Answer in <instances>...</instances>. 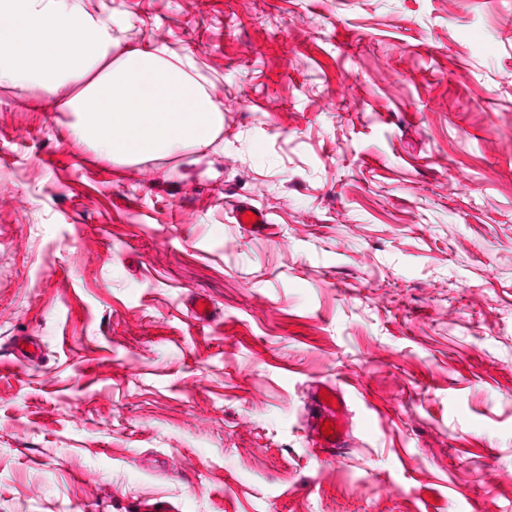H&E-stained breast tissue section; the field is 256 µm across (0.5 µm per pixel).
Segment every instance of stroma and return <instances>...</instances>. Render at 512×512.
<instances>
[{
    "label": "stroma",
    "mask_w": 512,
    "mask_h": 512,
    "mask_svg": "<svg viewBox=\"0 0 512 512\" xmlns=\"http://www.w3.org/2000/svg\"><path fill=\"white\" fill-rule=\"evenodd\" d=\"M77 3L224 133L115 165L0 85V512H512V0ZM329 396V400H325ZM335 400V403H330ZM311 428H312V448L328 459H336L340 456L341 448L344 447L346 435L345 421V400L336 391L335 388L326 387L323 393L316 397L312 403ZM325 422L333 423V434L324 436L322 426Z\"/></svg>",
    "instance_id": "stroma-1"
}]
</instances>
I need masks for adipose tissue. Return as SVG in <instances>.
I'll list each match as a JSON object with an SVG mask.
<instances>
[{"mask_svg":"<svg viewBox=\"0 0 512 512\" xmlns=\"http://www.w3.org/2000/svg\"><path fill=\"white\" fill-rule=\"evenodd\" d=\"M121 24L75 0H0V85L58 97L72 140L119 165L205 152L222 105L188 58L121 44Z\"/></svg>","mask_w":512,"mask_h":512,"instance_id":"1","label":"adipose tissue"}]
</instances>
